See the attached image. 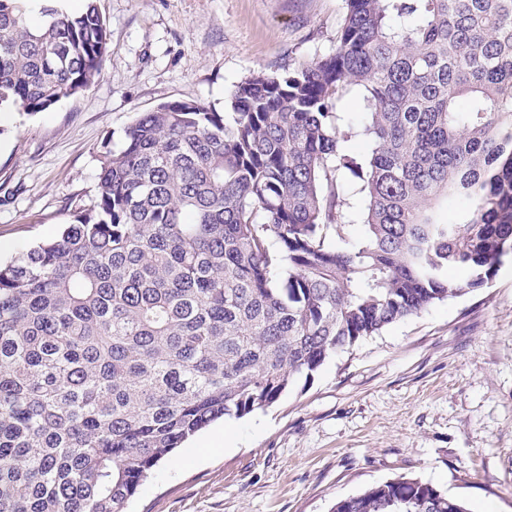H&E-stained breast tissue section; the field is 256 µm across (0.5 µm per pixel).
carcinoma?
<instances>
[{"label":"carcinoma","mask_w":512,"mask_h":512,"mask_svg":"<svg viewBox=\"0 0 512 512\" xmlns=\"http://www.w3.org/2000/svg\"><path fill=\"white\" fill-rule=\"evenodd\" d=\"M25 2L0 0V110L33 114L90 87L109 37L97 0H43L40 24ZM354 87L360 125L338 111ZM230 105L139 115L93 204L0 263V512H126L211 422L512 255V0H345L333 49ZM330 512L472 509L402 477Z\"/></svg>","instance_id":"cac0c4a2"}]
</instances>
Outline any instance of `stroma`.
<instances>
[{
	"label": "stroma",
	"mask_w": 512,
	"mask_h": 512,
	"mask_svg": "<svg viewBox=\"0 0 512 512\" xmlns=\"http://www.w3.org/2000/svg\"><path fill=\"white\" fill-rule=\"evenodd\" d=\"M94 83L0 121V261L93 203L103 145L164 102L229 109L234 85L330 51L344 0H99ZM161 462L128 512H330L401 477L473 512H512V257L483 288L337 352L271 407L212 423Z\"/></svg>",
	"instance_id": "1"
}]
</instances>
